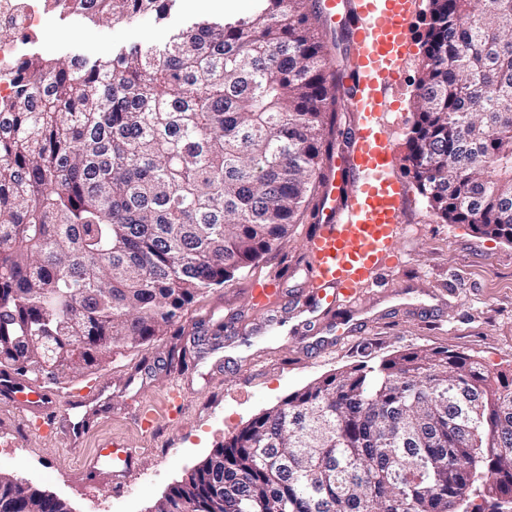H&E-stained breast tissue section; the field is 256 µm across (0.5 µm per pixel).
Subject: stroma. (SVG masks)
Returning a JSON list of instances; mask_svg holds the SVG:
<instances>
[{
  "label": "stroma",
  "instance_id": "35a3bbf8",
  "mask_svg": "<svg viewBox=\"0 0 512 512\" xmlns=\"http://www.w3.org/2000/svg\"><path fill=\"white\" fill-rule=\"evenodd\" d=\"M198 16L187 0L161 23L93 24L52 10L39 32L22 41L28 53L103 56L163 42ZM423 31L422 19H415L388 129L393 171L407 194L389 269L353 302L324 313L303 311L310 292L308 242L322 194L314 189L286 238L250 270L197 297L165 334L92 369L43 380L63 400L97 390L111 394V411L98 417L80 452L70 451L61 433L32 431L0 398L1 474L65 502L72 512H112L117 503L123 512H153L172 486L251 418L340 370L399 353L448 350L512 374V244L437 219L406 169ZM273 277L283 299L275 308L257 309L252 288ZM343 323L353 330L341 337ZM175 384L183 396L174 410L168 394ZM146 405L158 410L147 432L136 417ZM109 437L136 453L134 472L120 484L84 470L85 457Z\"/></svg>",
  "mask_w": 512,
  "mask_h": 512
}]
</instances>
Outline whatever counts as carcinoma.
I'll return each mask as SVG.
<instances>
[{
  "mask_svg": "<svg viewBox=\"0 0 512 512\" xmlns=\"http://www.w3.org/2000/svg\"><path fill=\"white\" fill-rule=\"evenodd\" d=\"M159 48L12 63L0 103V366L60 378L161 335L288 235L346 106L313 0ZM89 20L177 0H53ZM405 161L431 212L512 243V0H428ZM512 512V378L448 351L324 377L155 512ZM0 512H70L0 475Z\"/></svg>",
  "mask_w": 512,
  "mask_h": 512,
  "instance_id": "obj_1",
  "label": "carcinoma"
}]
</instances>
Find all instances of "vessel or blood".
Masks as SVG:
<instances>
[{"instance_id": "obj_1", "label": "vessel or blood", "mask_w": 512, "mask_h": 512, "mask_svg": "<svg viewBox=\"0 0 512 512\" xmlns=\"http://www.w3.org/2000/svg\"><path fill=\"white\" fill-rule=\"evenodd\" d=\"M346 14L339 0H319L332 24L345 31L357 60L356 76L340 84L360 122L350 133L347 153L324 182L318 228L310 240L312 304L334 308L355 298L375 271L390 260L406 207L404 184L390 173L386 116L388 95L399 81L411 38L418 0H357ZM0 396L15 404L35 431L59 425L71 446L85 435V421L73 417L70 404L57 403L39 384L0 374ZM133 449L107 440L94 452L92 466L111 460L115 471L127 469Z\"/></svg>"}]
</instances>
